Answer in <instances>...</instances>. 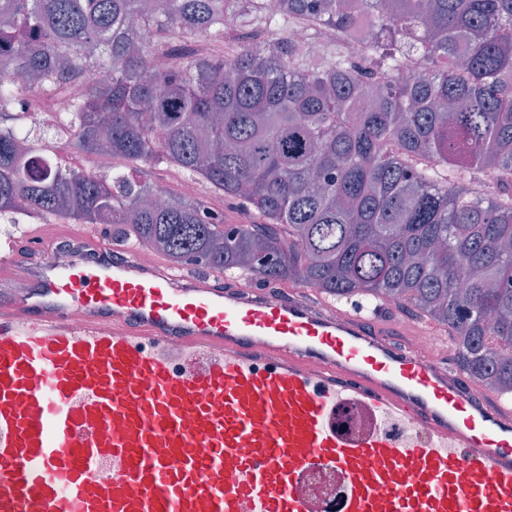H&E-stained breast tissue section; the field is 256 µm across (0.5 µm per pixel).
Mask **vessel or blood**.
Returning a JSON list of instances; mask_svg holds the SVG:
<instances>
[{
    "label": "vessel or blood",
    "instance_id": "obj_1",
    "mask_svg": "<svg viewBox=\"0 0 512 512\" xmlns=\"http://www.w3.org/2000/svg\"><path fill=\"white\" fill-rule=\"evenodd\" d=\"M0 246V512H512V398L389 343L385 305L334 304ZM371 420L356 434L344 409ZM340 473L336 499L303 491Z\"/></svg>",
    "mask_w": 512,
    "mask_h": 512
}]
</instances>
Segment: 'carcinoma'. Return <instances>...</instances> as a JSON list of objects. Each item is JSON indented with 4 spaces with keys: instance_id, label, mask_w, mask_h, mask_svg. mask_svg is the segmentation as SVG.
Here are the masks:
<instances>
[{
    "instance_id": "obj_1",
    "label": "carcinoma",
    "mask_w": 512,
    "mask_h": 512,
    "mask_svg": "<svg viewBox=\"0 0 512 512\" xmlns=\"http://www.w3.org/2000/svg\"><path fill=\"white\" fill-rule=\"evenodd\" d=\"M324 28L336 40L314 56ZM88 68L109 79L56 115L65 143L24 144L19 91ZM160 167L240 219L172 190L154 203ZM5 215L107 219L177 267L410 307L448 330L469 381L512 394V0H0Z\"/></svg>"
}]
</instances>
